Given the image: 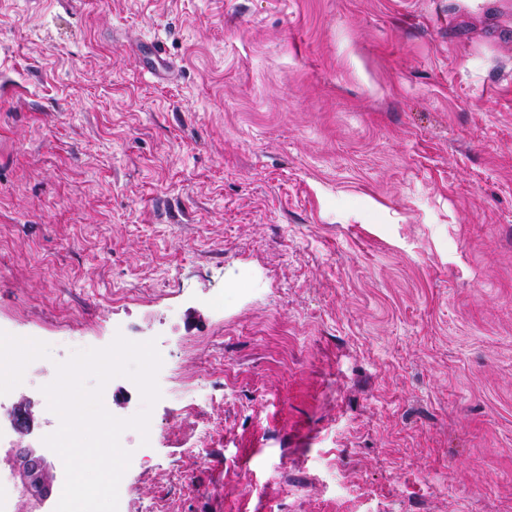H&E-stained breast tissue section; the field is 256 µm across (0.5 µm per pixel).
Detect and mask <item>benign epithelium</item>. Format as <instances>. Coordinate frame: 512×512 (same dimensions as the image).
<instances>
[{"mask_svg":"<svg viewBox=\"0 0 512 512\" xmlns=\"http://www.w3.org/2000/svg\"><path fill=\"white\" fill-rule=\"evenodd\" d=\"M11 425L18 439L0 448V470H8L18 493V512H47L55 491L56 473L43 450L24 441L35 426L34 403L23 396L10 411Z\"/></svg>","mask_w":512,"mask_h":512,"instance_id":"1","label":"benign epithelium"}]
</instances>
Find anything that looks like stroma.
<instances>
[{
    "label": "stroma",
    "mask_w": 512,
    "mask_h": 512,
    "mask_svg": "<svg viewBox=\"0 0 512 512\" xmlns=\"http://www.w3.org/2000/svg\"><path fill=\"white\" fill-rule=\"evenodd\" d=\"M155 340L127 512H512V0H0V335Z\"/></svg>",
    "instance_id": "1"
}]
</instances>
